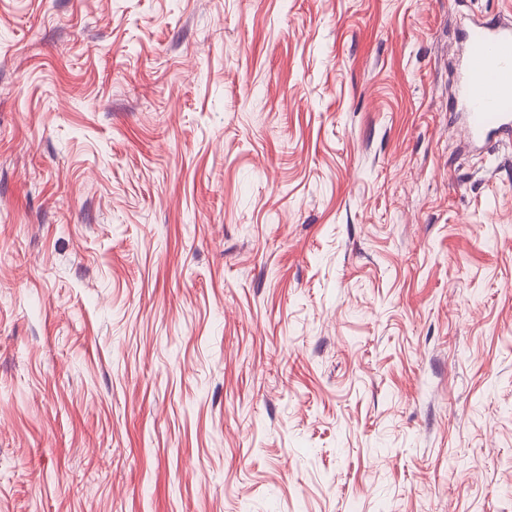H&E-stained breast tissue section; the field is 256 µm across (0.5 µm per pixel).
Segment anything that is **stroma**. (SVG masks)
Returning a JSON list of instances; mask_svg holds the SVG:
<instances>
[{
  "label": "stroma",
  "mask_w": 512,
  "mask_h": 512,
  "mask_svg": "<svg viewBox=\"0 0 512 512\" xmlns=\"http://www.w3.org/2000/svg\"><path fill=\"white\" fill-rule=\"evenodd\" d=\"M512 0H0V512H512ZM466 54L461 93L466 108L464 132L489 144L512 137V27L475 24L464 34Z\"/></svg>",
  "instance_id": "35a3bbf8"
}]
</instances>
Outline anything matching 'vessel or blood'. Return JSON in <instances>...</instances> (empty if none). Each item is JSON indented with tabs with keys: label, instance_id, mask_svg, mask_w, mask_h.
<instances>
[{
	"label": "vessel or blood",
	"instance_id": "b4317fda",
	"mask_svg": "<svg viewBox=\"0 0 512 512\" xmlns=\"http://www.w3.org/2000/svg\"><path fill=\"white\" fill-rule=\"evenodd\" d=\"M461 93L464 132L490 143L512 137V27L483 22L464 34Z\"/></svg>",
	"mask_w": 512,
	"mask_h": 512
}]
</instances>
